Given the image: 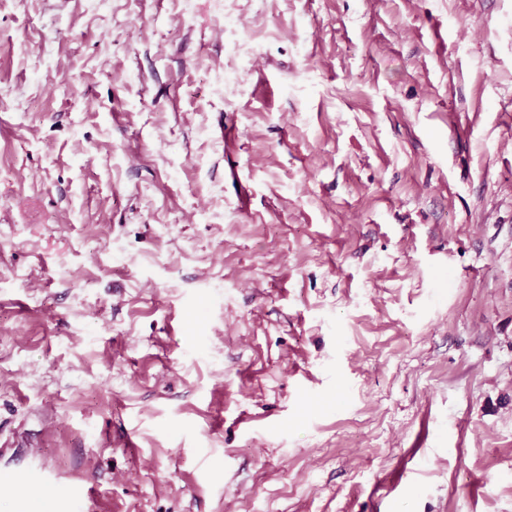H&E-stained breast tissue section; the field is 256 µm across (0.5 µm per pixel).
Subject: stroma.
Wrapping results in <instances>:
<instances>
[{
    "label": "stroma",
    "mask_w": 512,
    "mask_h": 512,
    "mask_svg": "<svg viewBox=\"0 0 512 512\" xmlns=\"http://www.w3.org/2000/svg\"><path fill=\"white\" fill-rule=\"evenodd\" d=\"M512 512V0H0V512ZM22 485L34 492L52 486L57 487L55 475L44 467L35 468L26 472L22 476Z\"/></svg>",
    "instance_id": "obj_1"
}]
</instances>
